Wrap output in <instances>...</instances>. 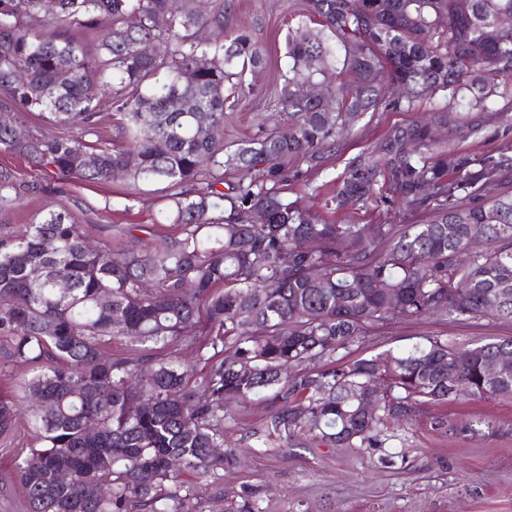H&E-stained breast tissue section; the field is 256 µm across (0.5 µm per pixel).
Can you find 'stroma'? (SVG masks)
Wrapping results in <instances>:
<instances>
[{
	"instance_id": "35a3bbf8",
	"label": "stroma",
	"mask_w": 512,
	"mask_h": 512,
	"mask_svg": "<svg viewBox=\"0 0 512 512\" xmlns=\"http://www.w3.org/2000/svg\"><path fill=\"white\" fill-rule=\"evenodd\" d=\"M281 3L240 0L239 24L265 45L268 63L252 92L234 107L233 122L224 128L225 141L254 134L258 119L275 113L274 83L288 67V18ZM415 118V113L385 104L366 113L325 169L308 170L303 180L289 185L288 199L334 224L418 223L423 217L419 211L372 206L339 211L331 202L335 180L349 160ZM449 146L471 155L511 149L512 122L484 121L481 132L452 140ZM1 164L14 170L21 185L38 187L39 194L1 212L0 224H28L39 209L52 208L70 212L79 223L97 225L98 240H115L127 224L151 226L159 236L178 231L166 209L165 184H133L119 177L106 184L74 179L61 186L25 158L0 154ZM429 336L469 346L512 337V321L394 319L346 355L396 352ZM271 406L270 395L263 393L225 420V444L241 451L237 469L208 480L184 475L205 512H224L226 501L246 484L258 490L254 512H512V399L471 398L425 406L411 424L395 428L388 445L397 458L388 468L361 448H327L305 435L288 441L265 439ZM29 440L30 432L23 428L10 444L0 443V512H23L15 468Z\"/></svg>"
}]
</instances>
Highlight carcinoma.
Returning <instances> with one entry per match:
<instances>
[{
	"label": "carcinoma",
	"mask_w": 512,
	"mask_h": 512,
	"mask_svg": "<svg viewBox=\"0 0 512 512\" xmlns=\"http://www.w3.org/2000/svg\"><path fill=\"white\" fill-rule=\"evenodd\" d=\"M303 11L279 93L288 134L263 126L226 144L224 107L265 66L235 0L205 13L194 0H57L51 16L42 0H0V106L44 118L25 138L0 125V153L57 180L109 182L118 169L134 184L165 182L179 227L140 248L92 250L94 226L63 211L0 225V368L28 369L26 408L0 400V438L33 429L15 472L26 512H202L181 474L235 468L224 419L265 390L266 437L379 451L383 466L396 457L388 429L419 407L512 398V362L487 376L512 338L340 357L394 318L512 321V155L449 151L436 128L478 125L435 107L354 157L334 197L338 209L399 202L424 211L420 223L328 224L282 191L302 178L288 162L322 167L388 85L403 90L390 101L402 112L437 91L488 110L512 77V27L499 25L512 0H303ZM211 28L224 42L201 38ZM308 81L323 97L302 95ZM112 111L118 147L99 122ZM21 199L0 166V211ZM117 336L156 353L106 351ZM185 343L203 362L198 378L179 359Z\"/></svg>",
	"instance_id": "obj_1"
}]
</instances>
